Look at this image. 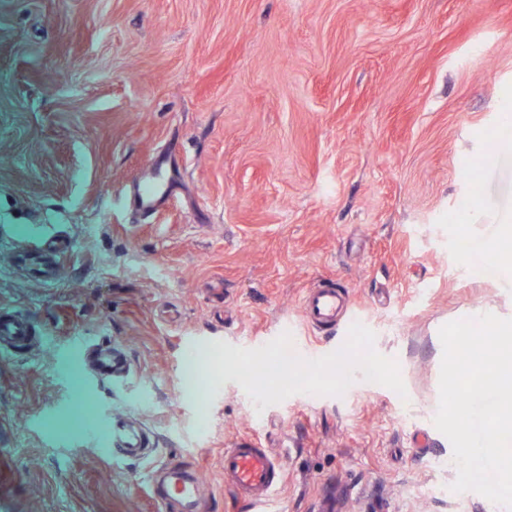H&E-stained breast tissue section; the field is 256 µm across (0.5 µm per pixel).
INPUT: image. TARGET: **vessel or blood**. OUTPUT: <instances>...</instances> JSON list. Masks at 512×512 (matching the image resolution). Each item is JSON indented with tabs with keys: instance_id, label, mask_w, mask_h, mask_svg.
<instances>
[{
	"instance_id": "vessel-or-blood-1",
	"label": "vessel or blood",
	"mask_w": 512,
	"mask_h": 512,
	"mask_svg": "<svg viewBox=\"0 0 512 512\" xmlns=\"http://www.w3.org/2000/svg\"><path fill=\"white\" fill-rule=\"evenodd\" d=\"M167 193L160 167H152L148 177L138 185L137 199L143 210L159 206ZM303 312L308 324L319 326L335 323L345 314V298L333 287L311 290L304 297ZM28 319L0 315V354L24 347L30 339ZM98 377L126 374L127 364L117 349L99 350L93 360ZM107 449L139 455L148 442L142 431L131 423L116 418L106 430ZM163 482L155 491L158 512H199L202 485L187 465L177 460L164 463L160 469ZM284 477L282 462L268 449L242 444L224 452V482L243 501L248 512H272L273 494Z\"/></svg>"
}]
</instances>
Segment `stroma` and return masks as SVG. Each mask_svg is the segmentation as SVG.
<instances>
[{
  "label": "stroma",
  "mask_w": 512,
  "mask_h": 512,
  "mask_svg": "<svg viewBox=\"0 0 512 512\" xmlns=\"http://www.w3.org/2000/svg\"><path fill=\"white\" fill-rule=\"evenodd\" d=\"M509 225L512 0H0V313L33 336L0 357V512H155L172 458L245 512L251 441L275 512H512L451 491L433 423L440 328L512 318ZM323 282L355 323H306ZM285 343L297 373L243 378ZM116 415L145 458L104 460ZM167 193V186L159 166L152 167L148 177L138 185L137 199L144 211L154 210L159 206ZM93 370L99 378H112L113 375L126 374L128 369L121 352L113 348L101 349L96 353ZM283 477L281 460L266 448L242 444L224 452V483L248 511L272 512L273 494Z\"/></svg>",
  "instance_id": "35a3bbf8"
}]
</instances>
